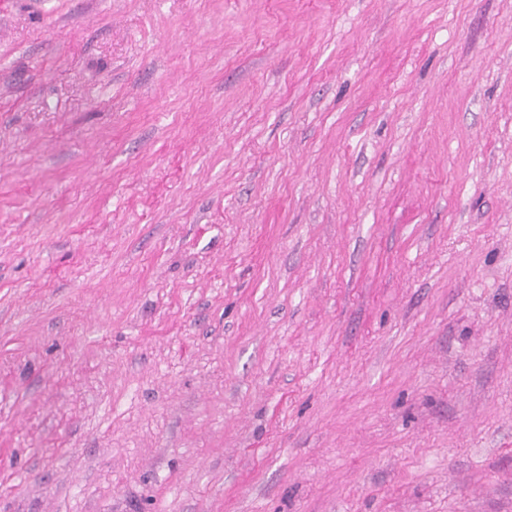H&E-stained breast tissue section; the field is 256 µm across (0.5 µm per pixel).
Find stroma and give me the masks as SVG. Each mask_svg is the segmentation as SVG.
<instances>
[{"mask_svg": "<svg viewBox=\"0 0 512 512\" xmlns=\"http://www.w3.org/2000/svg\"><path fill=\"white\" fill-rule=\"evenodd\" d=\"M0 512H512V0H0Z\"/></svg>", "mask_w": 512, "mask_h": 512, "instance_id": "1", "label": "stroma"}]
</instances>
